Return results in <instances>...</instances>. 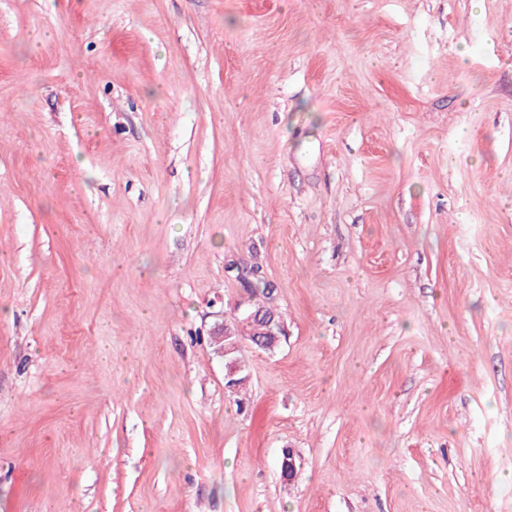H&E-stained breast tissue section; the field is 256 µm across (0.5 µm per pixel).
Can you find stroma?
<instances>
[{
	"label": "stroma",
	"mask_w": 512,
	"mask_h": 512,
	"mask_svg": "<svg viewBox=\"0 0 512 512\" xmlns=\"http://www.w3.org/2000/svg\"><path fill=\"white\" fill-rule=\"evenodd\" d=\"M0 512H512V0H0ZM252 295L261 296L259 297V301L254 304H251L253 310H265L269 313L263 317V311L251 312L248 316V319L256 320L257 323L262 327V329L257 330L255 332H246L241 336H235L234 339L230 340L226 344H224V363L227 369V373L224 376V382L227 380H231L238 372V367L242 368L241 365L237 364V358L234 357L241 348V340L246 339L251 342L252 345L257 344L259 348L264 350L273 349L277 343L279 342L281 336H283V328L281 322L278 320V316L270 306V298L271 292L267 287V283L262 279L257 278L255 280V285L251 287ZM271 308V309H270ZM256 336H265L263 340L259 341Z\"/></svg>",
	"instance_id": "obj_1"
}]
</instances>
